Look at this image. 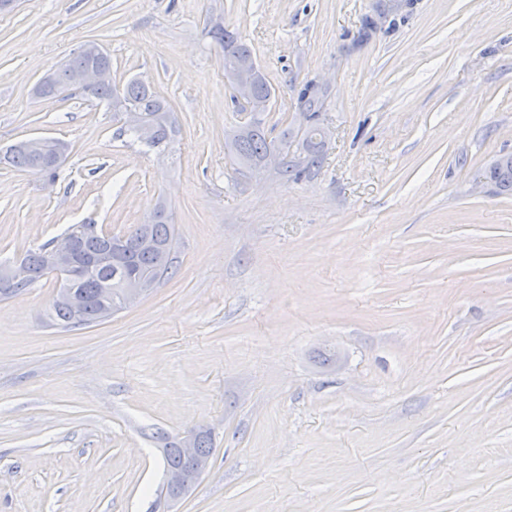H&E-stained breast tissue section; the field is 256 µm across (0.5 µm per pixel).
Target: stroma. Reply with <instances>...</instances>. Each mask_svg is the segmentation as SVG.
Returning <instances> with one entry per match:
<instances>
[{
  "instance_id": "stroma-1",
  "label": "stroma",
  "mask_w": 512,
  "mask_h": 512,
  "mask_svg": "<svg viewBox=\"0 0 512 512\" xmlns=\"http://www.w3.org/2000/svg\"><path fill=\"white\" fill-rule=\"evenodd\" d=\"M375 23L364 31L365 19ZM216 21L324 159L242 167ZM87 42L176 116L169 153L103 104L46 102ZM67 144L55 184L0 164V262L73 224L120 234L171 207L175 272L90 325L48 275L0 299V512H153L157 433H210L179 512H512V0H17L0 13V150ZM299 107L306 114L308 122L311 123V126H319V112L317 108L318 104V92L315 89V85L313 83H307L299 92L298 96ZM303 113V122H300L299 126L305 127L307 121L305 119V115ZM301 146L306 153L301 164L289 167L288 164L285 165L286 163H283L280 167L282 169L285 167L282 172L286 176H288L289 173L293 179H297L306 171L317 167L321 161L323 141H314L312 138L308 139L306 137L302 140ZM505 156L508 158L504 164L490 162L482 175L487 180V183L493 186L499 193L512 195V154L508 153V155H500L499 157L505 159ZM482 175L476 179V185H486Z\"/></svg>"
}]
</instances>
